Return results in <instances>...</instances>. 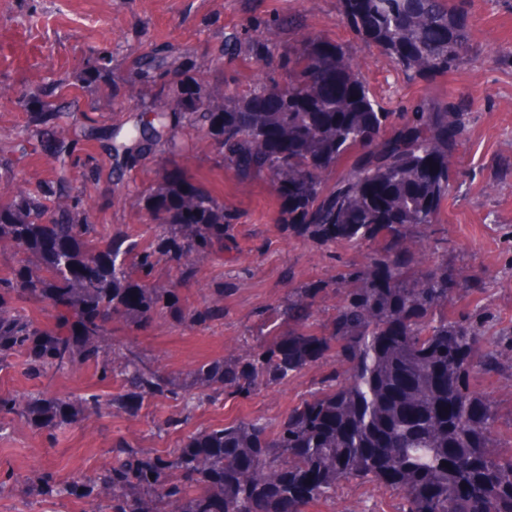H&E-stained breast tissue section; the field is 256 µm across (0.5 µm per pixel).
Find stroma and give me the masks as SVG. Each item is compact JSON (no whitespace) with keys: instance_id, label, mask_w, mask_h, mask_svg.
<instances>
[{"instance_id":"stroma-1","label":"stroma","mask_w":512,"mask_h":512,"mask_svg":"<svg viewBox=\"0 0 512 512\" xmlns=\"http://www.w3.org/2000/svg\"><path fill=\"white\" fill-rule=\"evenodd\" d=\"M473 50L458 70L429 82L409 83L381 52L361 47L344 24L339 0H0V84L16 98L0 102V127L24 125L20 96H39L59 78L90 70L98 52L112 54L109 78L89 83L79 93L76 112L101 122L119 120L112 109L113 85L128 75L131 50L150 43L168 44L207 61L224 35L252 11L300 12L308 26L348 47L370 91L383 102L413 100L429 94L461 97L471 104L468 132L454 154L462 176L448 196L440 219L448 231L447 261L459 276L484 280L474 298L460 290L451 296L457 309L492 315L485 328L491 339L512 333V0H471ZM182 166L207 176L218 196L243 217L235 248L223 260L203 265L186 291L197 300L220 280L234 282L226 297L223 323L181 331L161 319L140 331L115 328L112 341L134 344L164 374L181 376L200 364L235 354L259 330L256 311L281 300L289 286L312 280L327 283L320 319L334 313L338 294L331 286L335 261L359 262L358 250L328 253L320 246L284 238L275 223L276 206L262 184L243 186L219 171L205 144L180 157ZM93 206L105 232L141 233L135 210L119 196L100 191ZM316 365L275 388L248 398L219 397L197 408L177 427L164 429L174 414L173 401H146L137 414L88 419L65 428L37 429L8 414L0 415V512H110L106 501L71 494V486L111 466L112 442L123 437L140 449L161 454L197 430L239 417L276 420L323 375ZM116 379H101L85 365L29 379L23 359L0 368V392L13 395H109ZM477 389L489 396L500 424L493 447L512 452V367L479 377ZM43 477L56 488L50 497L28 492L31 479ZM399 497L373 484H350L334 500L306 512H397Z\"/></svg>"}]
</instances>
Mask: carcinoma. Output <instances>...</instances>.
Listing matches in <instances>:
<instances>
[{
    "instance_id": "carcinoma-1",
    "label": "carcinoma",
    "mask_w": 512,
    "mask_h": 512,
    "mask_svg": "<svg viewBox=\"0 0 512 512\" xmlns=\"http://www.w3.org/2000/svg\"><path fill=\"white\" fill-rule=\"evenodd\" d=\"M468 2L339 0L361 44L409 82L452 72L469 56ZM288 36L294 43L285 48ZM240 60L261 68L262 80L241 91L227 77L224 91H211L210 75ZM128 69L112 89L113 109H126V86H154L167 109L150 125L139 114L80 121L65 104L69 89L86 84L74 75L57 80L27 109L26 128L0 142V179L24 183L0 206V252L15 256L0 272V367L22 357L39 379L92 365L120 387L106 399L0 395V412L50 427L132 414L165 396L189 413L218 395L279 385L332 352L340 367L281 419L235 418L165 455L117 440L112 467L72 491L107 497L111 512H305L359 482L401 495L402 512H512V453L492 449L493 404L473 386L476 375L512 365V336L493 345L478 331L485 316L449 307L454 273L438 259L448 245L439 220L448 159L467 131L468 105L444 96L384 106L349 52L292 12L250 14L201 66L185 51L149 44L131 53ZM195 139L239 182L269 187L285 234L370 250L334 266L339 301L326 324L318 322L325 282H307L260 312V335L238 354L174 377L131 345L112 347V327L224 321L229 283L198 303L184 290L235 241L239 210L180 165L150 187L126 179L147 160L187 153ZM47 151L51 177L34 185L21 162ZM103 181L137 199L148 236L100 229L88 199ZM28 301L51 303L58 326L26 314Z\"/></svg>"
}]
</instances>
